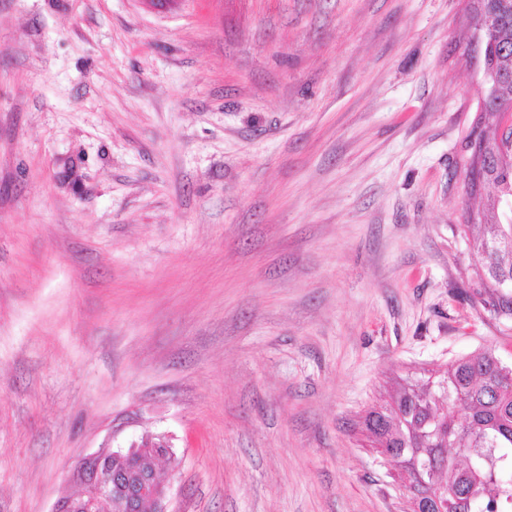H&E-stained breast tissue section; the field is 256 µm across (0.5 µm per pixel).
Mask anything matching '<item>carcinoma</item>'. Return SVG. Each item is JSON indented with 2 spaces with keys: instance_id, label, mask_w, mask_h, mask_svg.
Returning a JSON list of instances; mask_svg holds the SVG:
<instances>
[{
  "instance_id": "1",
  "label": "carcinoma",
  "mask_w": 512,
  "mask_h": 512,
  "mask_svg": "<svg viewBox=\"0 0 512 512\" xmlns=\"http://www.w3.org/2000/svg\"><path fill=\"white\" fill-rule=\"evenodd\" d=\"M500 0H473L471 18L498 11L485 51L505 77L499 96L512 100V9ZM505 179L485 180L475 250L481 264L480 303L495 317H512V294L498 295L486 281L512 280V239L493 221L492 199ZM364 424L380 452L404 464L406 491L420 512H436V495L413 470L411 448H423L447 486V512H512V366L493 349L466 356L427 380L426 389L400 390L392 404L373 410Z\"/></svg>"
}]
</instances>
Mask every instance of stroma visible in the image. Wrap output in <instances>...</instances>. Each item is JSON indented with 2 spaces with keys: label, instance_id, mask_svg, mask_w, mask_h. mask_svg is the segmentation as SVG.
Wrapping results in <instances>:
<instances>
[{
  "label": "stroma",
  "instance_id": "1",
  "mask_svg": "<svg viewBox=\"0 0 512 512\" xmlns=\"http://www.w3.org/2000/svg\"><path fill=\"white\" fill-rule=\"evenodd\" d=\"M470 0H0V512L167 435L170 512H410L363 428L494 347Z\"/></svg>",
  "mask_w": 512,
  "mask_h": 512
}]
</instances>
